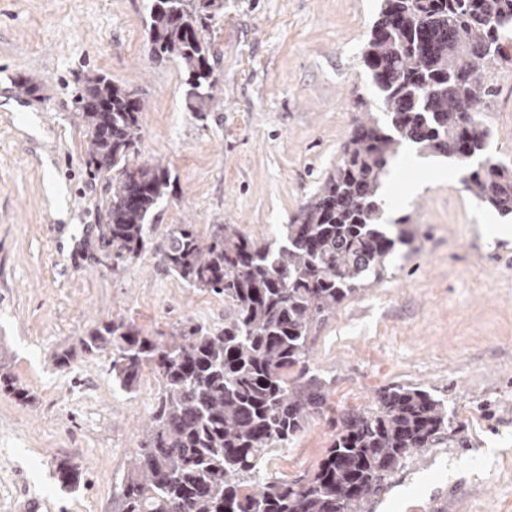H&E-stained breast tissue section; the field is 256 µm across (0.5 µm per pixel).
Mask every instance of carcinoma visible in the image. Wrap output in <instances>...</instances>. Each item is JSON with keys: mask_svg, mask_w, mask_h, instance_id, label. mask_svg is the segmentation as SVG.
Instances as JSON below:
<instances>
[{"mask_svg": "<svg viewBox=\"0 0 512 512\" xmlns=\"http://www.w3.org/2000/svg\"><path fill=\"white\" fill-rule=\"evenodd\" d=\"M149 28L152 54L177 60L195 112H207L217 78L203 36L215 0H160ZM512 31V0H380L362 60L385 120L363 99L334 172L300 206L280 239L259 244L238 224H171L165 265L190 286L224 296L223 328L190 321L157 338L132 322H104L82 351L112 354L125 390L150 366L161 386L145 436L112 493L113 512H358L400 462L432 447L448 412L429 392L389 385L373 406L345 412L317 471L303 481L265 479L260 463L323 413L324 385L306 362L313 327L385 277L399 245L416 236L404 216L386 223L380 205L388 161L405 143L455 162L464 190L512 215V165L484 155L479 119L490 62ZM143 103L104 75L88 80L77 115L88 131L87 167L113 173L107 222L96 225L112 269L138 257L149 217L174 191L168 168L137 162ZM0 389L26 396L0 363Z\"/></svg>", "mask_w": 512, "mask_h": 512, "instance_id": "1", "label": "carcinoma"}]
</instances>
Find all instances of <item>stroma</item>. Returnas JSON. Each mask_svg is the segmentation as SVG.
<instances>
[{
    "label": "stroma",
    "instance_id": "obj_1",
    "mask_svg": "<svg viewBox=\"0 0 512 512\" xmlns=\"http://www.w3.org/2000/svg\"><path fill=\"white\" fill-rule=\"evenodd\" d=\"M154 0H0V357L26 400L0 391V512H112V491L142 440L159 390L144 368L132 391L112 382L109 353L80 340L111 319L151 335L185 321L223 326V296L167 271L170 225L238 224L274 241L334 171L356 114L376 103L361 61L377 0H216L206 39L217 83L209 112L186 103V75L150 53ZM492 65L481 106L488 154L512 162V32ZM103 74L144 104L138 161L161 163L176 193L150 218V246L113 271L83 261L104 223L106 176H91L75 112L89 77ZM34 87L20 93L19 81ZM385 181L417 187L389 216H410L413 248L386 277L346 300L312 333L307 367L325 383L323 413L262 477L316 471L342 413L390 384L421 387L448 426L407 458L360 512H512V236L489 235L491 207L465 191L456 164L404 145ZM69 351L70 367L55 354ZM78 472L62 486L60 463Z\"/></svg>",
    "mask_w": 512,
    "mask_h": 512
}]
</instances>
